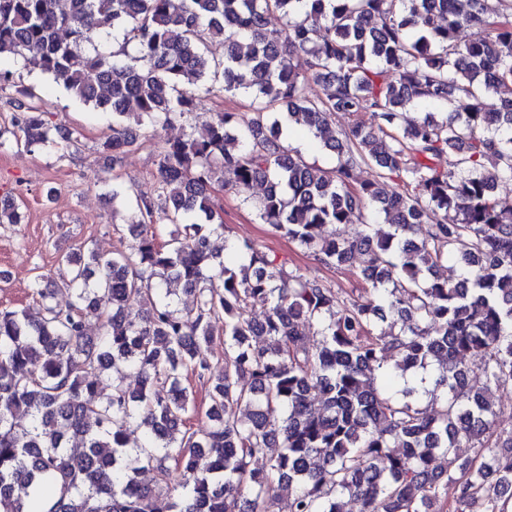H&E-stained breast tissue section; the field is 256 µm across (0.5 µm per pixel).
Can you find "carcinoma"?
<instances>
[{
	"instance_id": "obj_1",
	"label": "carcinoma",
	"mask_w": 512,
	"mask_h": 512,
	"mask_svg": "<svg viewBox=\"0 0 512 512\" xmlns=\"http://www.w3.org/2000/svg\"><path fill=\"white\" fill-rule=\"evenodd\" d=\"M499 2L488 18L482 0H0V56L112 113L102 154L114 170L138 144L134 126L186 120L217 72L224 93L251 102L217 113L200 137L158 141L157 194L136 197L126 248L76 249L62 256L69 274L56 288L36 284V312L0 310L3 512H154L174 469L184 493L171 512H267L284 491L292 512H341L346 496L360 512H471L478 501L512 512V429H495L501 410L487 395L512 387V205L493 192L512 183V0ZM275 14L286 23L272 33ZM472 24L486 37L460 44L457 30ZM95 36L119 49L99 50ZM215 39L221 61L207 55ZM311 81L331 95L309 97ZM432 100L447 117H407ZM16 109L0 138L29 152L78 148L39 106ZM337 112L352 117L341 138ZM284 126L310 131L336 166L287 148ZM444 154L446 169L435 163ZM363 164L374 179H354ZM257 182L266 189L254 198ZM215 185L325 266L365 251L370 296L344 301L247 242L237 260L211 265V238L224 234ZM370 207L388 232L322 234ZM157 216L183 231L160 237ZM20 223L16 202L0 198V224ZM452 252L459 274L441 279ZM171 281L194 307H174L162 288ZM57 288L66 303L54 301ZM217 321L224 371L213 378ZM391 357L399 398L375 373ZM430 366L432 414L418 405ZM190 373L209 383L196 430ZM133 424L138 448L128 447ZM464 443L475 457L447 474L440 459ZM145 469L152 488L139 484ZM450 483L452 499H440Z\"/></svg>"
}]
</instances>
